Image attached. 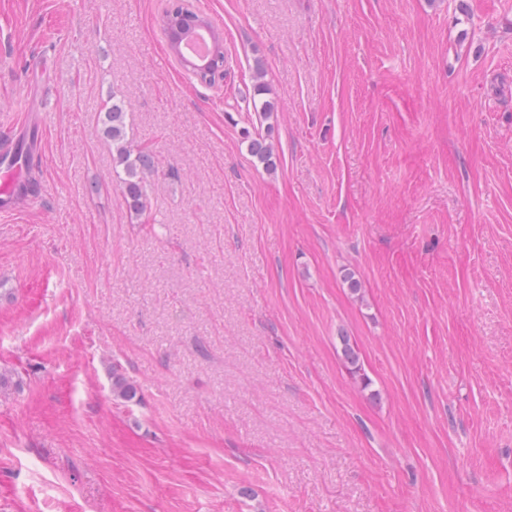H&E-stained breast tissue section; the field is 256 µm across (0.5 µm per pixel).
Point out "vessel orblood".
<instances>
[{"label":"vessel or blood","instance_id":"vessel-or-blood-1","mask_svg":"<svg viewBox=\"0 0 512 512\" xmlns=\"http://www.w3.org/2000/svg\"><path fill=\"white\" fill-rule=\"evenodd\" d=\"M41 153L42 143L32 139L29 121L11 124L7 135L0 137L1 220L19 215L20 202L26 197V174Z\"/></svg>","mask_w":512,"mask_h":512}]
</instances>
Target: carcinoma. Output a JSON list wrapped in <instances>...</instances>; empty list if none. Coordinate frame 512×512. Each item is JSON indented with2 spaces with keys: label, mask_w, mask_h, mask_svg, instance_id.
<instances>
[{
  "label": "carcinoma",
  "mask_w": 512,
  "mask_h": 512,
  "mask_svg": "<svg viewBox=\"0 0 512 512\" xmlns=\"http://www.w3.org/2000/svg\"><path fill=\"white\" fill-rule=\"evenodd\" d=\"M167 41L176 51L181 65L200 78V81L213 84L224 79V61L220 59L221 47L224 46L223 33L205 16L191 9L183 0H170L161 19ZM211 30L215 41V51L211 57L196 62L183 57L180 53L181 42L196 30ZM103 134L112 147L113 157L123 167L124 175L117 176L126 205L144 224L152 223L148 202V175L155 171V157L145 147H133L129 138L127 112L125 105L119 100H112L100 109ZM249 151L265 168L273 167L272 150L263 134L248 136ZM112 372V395L124 401L136 397L135 385L121 372L119 365L114 363Z\"/></svg>",
  "instance_id": "1"
}]
</instances>
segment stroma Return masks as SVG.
Wrapping results in <instances>:
<instances>
[{
    "mask_svg": "<svg viewBox=\"0 0 512 512\" xmlns=\"http://www.w3.org/2000/svg\"><path fill=\"white\" fill-rule=\"evenodd\" d=\"M189 2L213 86L168 0H0V131L51 114L0 222V512H512V0ZM183 1L187 0H170L162 16L161 24L167 41L177 52L175 55L181 65L197 80L200 77L201 82L214 84L216 80L224 79V61L220 59L221 47L224 49L223 33L207 17L181 3ZM200 28L210 29L215 41L214 53L202 63L184 58L180 53L181 42ZM115 96L100 109L103 134L112 147L113 157L123 167L117 176L126 205L144 224L152 223L148 202V174L155 171V157L145 147L133 148L129 138L125 105ZM249 139V151L256 160L262 164L266 169H271L274 162L272 161V150L271 146L267 142L266 135L256 133L251 136L247 135ZM112 395L117 399L130 401L136 397L135 385L121 372L118 364H112Z\"/></svg>",
    "mask_w": 512,
    "mask_h": 512,
    "instance_id": "1",
    "label": "stroma"
}]
</instances>
